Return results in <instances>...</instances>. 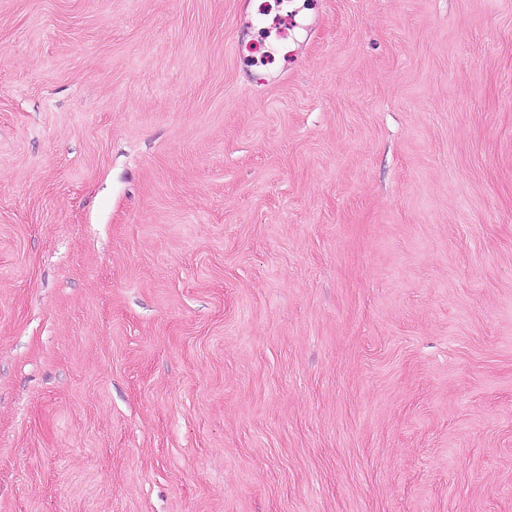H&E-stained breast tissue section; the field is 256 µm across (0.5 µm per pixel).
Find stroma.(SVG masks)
Wrapping results in <instances>:
<instances>
[{
	"label": "stroma",
	"mask_w": 512,
	"mask_h": 512,
	"mask_svg": "<svg viewBox=\"0 0 512 512\" xmlns=\"http://www.w3.org/2000/svg\"><path fill=\"white\" fill-rule=\"evenodd\" d=\"M0 0V512H512V0Z\"/></svg>",
	"instance_id": "stroma-1"
}]
</instances>
